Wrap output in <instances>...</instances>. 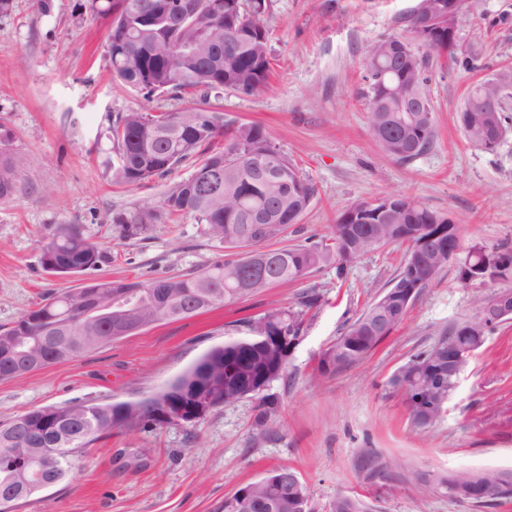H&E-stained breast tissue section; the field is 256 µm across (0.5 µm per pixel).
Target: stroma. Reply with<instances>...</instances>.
Masks as SVG:
<instances>
[{"instance_id":"stroma-1","label":"stroma","mask_w":512,"mask_h":512,"mask_svg":"<svg viewBox=\"0 0 512 512\" xmlns=\"http://www.w3.org/2000/svg\"><path fill=\"white\" fill-rule=\"evenodd\" d=\"M419 0H273V50L267 89L256 96L226 90L210 102L224 120L263 128L316 189L300 223L271 247L326 243L340 214L358 202L403 195L448 213L463 246L512 247V128L495 151L468 143L460 113L476 82L512 84V0H465L457 35L478 52L466 69L429 59L433 148L410 163L392 159L370 131L366 46L381 37L410 39ZM79 0H14L0 18V124L26 159L23 190L0 201V325L15 321L54 292L102 278L146 282L232 261L236 250L181 215L147 236L124 241L105 218L156 203L162 179L112 183L102 135L113 112L171 110L182 99H146L113 82L106 56L108 22L78 16ZM55 224L81 225L112 257L73 278L38 264L39 241ZM407 247L378 248L349 264L313 272L298 283L218 306L179 321H160L77 358L0 381V421L26 410L74 401L132 402L181 374L233 336L234 321L319 296L274 382L278 425L253 434L257 403L218 407L192 426L120 428L93 444L74 476L37 493L16 512H218L224 497L269 470L290 466L317 512L336 495L361 498L369 512H512V499L484 505L450 497L424 479L458 472L512 470V320L488 335L461 372L442 418L415 428L392 375L452 324L474 314L500 284H464L455 265L441 272L403 321L362 361L323 376L318 357L401 270ZM372 455L387 467L369 479L359 467Z\"/></svg>"}]
</instances>
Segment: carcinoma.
<instances>
[{
	"instance_id": "1",
	"label": "carcinoma",
	"mask_w": 512,
	"mask_h": 512,
	"mask_svg": "<svg viewBox=\"0 0 512 512\" xmlns=\"http://www.w3.org/2000/svg\"><path fill=\"white\" fill-rule=\"evenodd\" d=\"M166 0H83L80 10L112 19L107 38V55L112 78L142 93L146 99L170 95L190 98L192 105L179 111L116 112L107 116L105 136L111 143L112 160L107 163L111 179L129 186L153 178H164L192 160L193 173L186 179L166 184L154 205L135 206L110 216L115 232L122 240L141 237L165 219L180 214L191 216L202 233L227 248H242L248 243H263L278 237L290 224L299 223L309 209L314 186L293 162L273 145L257 125L224 123L219 112L210 108L211 93L234 90L259 95L267 87L273 60L268 24L272 0H197V15L188 20L165 19L158 14ZM399 38H384L368 45L365 51L364 80L368 85L370 129L375 139L385 142L384 152L408 163L429 151L435 140L433 106L427 92V56H448L470 65L472 51L457 37H448L441 24L428 29L423 37L426 54L416 52L389 55L385 48ZM401 96L418 112H401L396 97ZM494 86L474 85L466 99L471 112L463 128L466 140L474 146L497 128H506L503 100ZM224 135V149L213 148V140ZM264 154L276 170L277 178L254 166V158ZM25 159L13 147L12 133L0 126V200H10L22 189ZM401 207L374 220L371 228L377 236L389 238L392 224H438L447 214L425 205L405 209L407 197L398 196ZM497 254H480L477 260H489L490 271L499 280L512 279V247H497ZM366 254L365 244L350 241V254L339 258L336 244L292 245L276 248L268 256L264 279L243 281L242 259L216 262L199 271L153 279L147 283L102 279L90 285L98 293V303L85 304L78 290L54 293L24 311L9 326H0V342L26 331L34 336H69L66 345L46 350L49 364L67 361L113 341L112 335L124 324L97 311V304L109 306L121 293L138 291L147 307L131 311L129 319L151 325L157 321H176L206 312L226 301L266 292L284 283H295L325 267L343 274L351 262ZM111 260L88 237L79 224H56L39 244V262L52 275L79 274ZM379 296L366 305L321 354L318 370L334 374L371 353L389 335L405 313L395 314L382 304ZM318 302L307 295L297 308H272L261 316L289 336L302 333L306 311ZM460 324L448 327L430 349L414 356L398 370L391 385L408 395L415 388L430 394L438 402L427 424L439 421L448 403L456 378L442 386L426 381L428 362L437 347L453 345L478 351L494 327L482 326L475 334L458 333ZM255 340L248 334L233 338L209 350L184 374L158 392L138 401L120 403L77 402L30 409L20 417L29 435L38 439L48 428L73 413L87 419L82 436L71 447L54 450L58 459L54 469L59 480L71 475L73 462L87 449L112 431L141 423L162 426L160 414L169 394L183 387L199 386L214 392L213 408L244 399V392L219 386L225 364L241 353L243 344ZM255 417V435L265 436L277 427L275 401L270 395L259 398ZM16 419L0 424V448H24L26 442L14 435ZM505 487L484 496L477 488L467 501L508 500L512 498V471ZM269 475L244 484L238 492L224 497L220 509L235 512L238 493L251 491L259 500H282L281 512H296L293 505L301 497H310L302 479L293 484H270ZM31 489L18 495L21 480ZM12 472L10 463L0 457V498L26 501L51 486V477L38 464L31 465L25 478ZM328 512H368L364 501L339 495L328 504Z\"/></svg>"
}]
</instances>
